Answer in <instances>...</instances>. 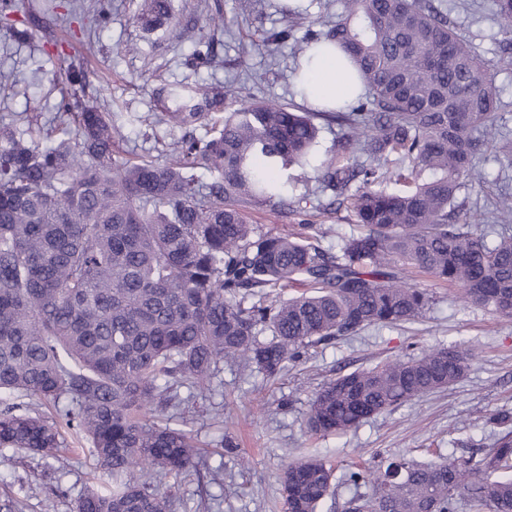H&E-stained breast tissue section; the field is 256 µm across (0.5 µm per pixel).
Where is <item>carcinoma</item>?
Returning a JSON list of instances; mask_svg holds the SVG:
<instances>
[{
  "label": "carcinoma",
  "mask_w": 512,
  "mask_h": 512,
  "mask_svg": "<svg viewBox=\"0 0 512 512\" xmlns=\"http://www.w3.org/2000/svg\"><path fill=\"white\" fill-rule=\"evenodd\" d=\"M505 33L512 0H494ZM101 23L105 0H73ZM174 21L171 0H143L140 27ZM343 53V77L367 96L335 110L297 112L271 101L236 109L219 93L167 92L158 123L182 132L168 160L113 154L122 130L83 98L90 58L66 63L69 91L51 117L0 115V395L53 405L60 423L93 445L112 477L74 512H173L156 471L178 476L199 463L190 433L147 417L203 397L226 362L280 375L309 348L378 325L413 322L432 296L407 270L460 292L461 301L512 319V234L467 221L464 189L481 194L476 158L493 148L512 170L494 65L453 30L435 0H343L323 34L297 41ZM339 128L332 155L314 166L325 213L345 208L360 231L336 252L319 229L264 234L248 205L292 208L288 170L314 157L321 125ZM209 135L185 130L201 122ZM398 156L403 167L386 168ZM212 174L200 182L190 171ZM402 183V191L384 188ZM293 284L315 290L286 300ZM272 338H259L263 328ZM473 349L437 346L324 383L306 418L313 433H344L421 394L461 379ZM184 386L187 396L178 388ZM58 426L15 406L0 410V448L51 455ZM512 431L474 465L380 459L344 475L357 493L348 512H512ZM284 512H317L334 492L332 468L315 457L281 477Z\"/></svg>",
  "instance_id": "1"
}]
</instances>
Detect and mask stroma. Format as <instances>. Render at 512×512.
I'll use <instances>...</instances> for the list:
<instances>
[{"label":"stroma","instance_id":"1","mask_svg":"<svg viewBox=\"0 0 512 512\" xmlns=\"http://www.w3.org/2000/svg\"><path fill=\"white\" fill-rule=\"evenodd\" d=\"M141 2L110 0L105 26L78 15L65 30L53 12L41 10L42 0H13L14 18H33L34 37L19 44L0 26V69L14 71L18 80L14 88L0 90V114L56 112L67 85L61 61L78 57L90 38L99 53L91 62L94 74L86 94L100 99L122 128L116 157L157 159L172 132L147 117L162 111L164 86L219 92L236 107L262 98L305 108L294 90L295 42L306 32H323L325 18L342 9L340 0H304L305 17L297 20L288 17L283 0H172L177 26L148 35L136 22ZM446 5L458 32L496 61L495 82L512 127V66L498 60V43L505 34L491 0H446ZM218 8L223 25H207ZM184 26L201 29L213 63H195L194 44L180 36ZM284 29L291 30V38L271 41V34ZM291 175L288 195L299 202V212L250 207L251 220L262 232L282 235L304 222L317 224L326 249L358 232L350 212L322 214L315 209L317 189L310 171L296 168ZM417 283L433 294L434 302L414 322L371 326L310 348L278 379L224 365L210 395L156 412V420L189 431L200 446L197 467L177 477L155 476L159 489L172 494L174 512H282V471L301 457L319 456L340 477L359 458L377 453L419 463L477 459L504 429L512 430V319L463 305L457 289L430 277H418ZM440 345L473 348L479 357L457 382L372 416L348 433H307L309 402L322 383ZM496 413L508 414V423L493 421ZM65 438L67 448L49 456L0 449V500L12 497L21 512H74L88 490L110 485L112 479L98 468L89 443L70 432ZM225 438L233 441L234 451L221 448Z\"/></svg>","mask_w":512,"mask_h":512}]
</instances>
